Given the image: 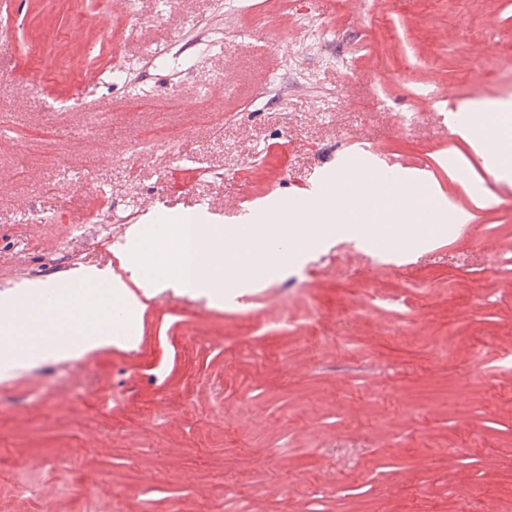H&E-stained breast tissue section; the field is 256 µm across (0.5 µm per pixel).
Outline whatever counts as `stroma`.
I'll list each match as a JSON object with an SVG mask.
<instances>
[{
	"instance_id": "35a3bbf8",
	"label": "stroma",
	"mask_w": 512,
	"mask_h": 512,
	"mask_svg": "<svg viewBox=\"0 0 512 512\" xmlns=\"http://www.w3.org/2000/svg\"><path fill=\"white\" fill-rule=\"evenodd\" d=\"M0 293L128 278L144 217L239 223L344 164L468 212L416 258L329 238L136 348L0 379V512H512V177L448 114L512 102V0H7ZM96 81H88V74Z\"/></svg>"
}]
</instances>
